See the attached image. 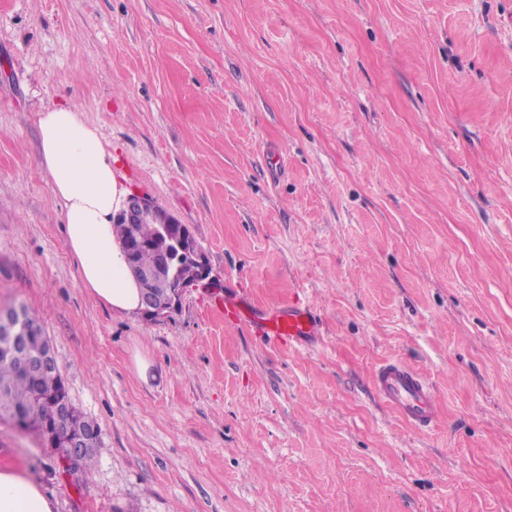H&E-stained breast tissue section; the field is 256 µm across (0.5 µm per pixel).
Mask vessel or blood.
<instances>
[{
  "mask_svg": "<svg viewBox=\"0 0 512 512\" xmlns=\"http://www.w3.org/2000/svg\"><path fill=\"white\" fill-rule=\"evenodd\" d=\"M224 318L255 326L268 339L300 347L308 346L318 336V324L312 315L296 306L274 311L261 317L243 309L235 299L224 302ZM378 397L406 424L420 430L434 428L439 407L434 388L418 370L401 360H388L379 365L373 377Z\"/></svg>",
  "mask_w": 512,
  "mask_h": 512,
  "instance_id": "vessel-or-blood-1",
  "label": "vessel or blood"
}]
</instances>
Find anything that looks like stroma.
I'll list each match as a JSON object with an SVG mask.
<instances>
[{
  "instance_id": "stroma-1",
  "label": "stroma",
  "mask_w": 512,
  "mask_h": 512,
  "mask_svg": "<svg viewBox=\"0 0 512 512\" xmlns=\"http://www.w3.org/2000/svg\"><path fill=\"white\" fill-rule=\"evenodd\" d=\"M97 125L217 284L155 322L79 283L37 115ZM294 304L312 348L218 307ZM25 304L100 429L54 512H512V0H0V308ZM150 364L140 377L137 358ZM398 358L436 426L374 394Z\"/></svg>"
}]
</instances>
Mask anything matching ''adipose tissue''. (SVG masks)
I'll return each mask as SVG.
<instances>
[{"mask_svg": "<svg viewBox=\"0 0 512 512\" xmlns=\"http://www.w3.org/2000/svg\"><path fill=\"white\" fill-rule=\"evenodd\" d=\"M38 127L40 164L63 206V229L82 288L114 314H139L140 286L112 223L126 197L116 158L103 145L99 127L75 107L39 113ZM53 510V501L37 482L0 469V512Z\"/></svg>", "mask_w": 512, "mask_h": 512, "instance_id": "ef3b65f1", "label": "adipose tissue"}]
</instances>
